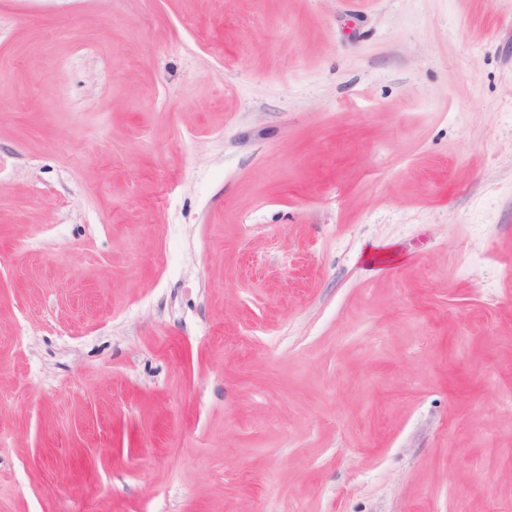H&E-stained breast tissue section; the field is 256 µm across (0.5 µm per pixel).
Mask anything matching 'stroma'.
Returning <instances> with one entry per match:
<instances>
[{
	"instance_id": "obj_1",
	"label": "stroma",
	"mask_w": 512,
	"mask_h": 512,
	"mask_svg": "<svg viewBox=\"0 0 512 512\" xmlns=\"http://www.w3.org/2000/svg\"><path fill=\"white\" fill-rule=\"evenodd\" d=\"M0 512H512V0H0Z\"/></svg>"
}]
</instances>
